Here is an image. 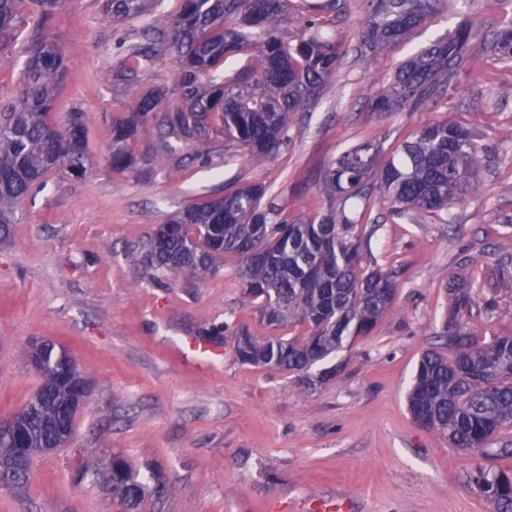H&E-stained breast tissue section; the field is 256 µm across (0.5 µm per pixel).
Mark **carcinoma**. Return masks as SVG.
I'll use <instances>...</instances> for the list:
<instances>
[{
    "instance_id": "carcinoma-1",
    "label": "carcinoma",
    "mask_w": 512,
    "mask_h": 512,
    "mask_svg": "<svg viewBox=\"0 0 512 512\" xmlns=\"http://www.w3.org/2000/svg\"><path fill=\"white\" fill-rule=\"evenodd\" d=\"M446 0H376L363 31V46L385 50L404 42ZM65 0H0V63L25 38L26 58L16 102L0 110V241L9 236L16 206L31 189L58 169L79 178L96 165L86 141L83 112L73 110L58 123L57 95L68 75L62 48L43 34ZM154 0H103L113 22L147 16ZM336 10L327 0L306 15L291 0H178L162 28H143L129 48L130 64L116 68L119 83L163 55L176 67L172 88L150 89L135 99L129 115L112 123L107 167L123 172L136 163L131 144L152 130L175 135L200 148L218 136L249 157L262 160L288 142L293 113L339 65L340 53L325 30L323 14ZM297 25L288 35V25ZM252 46L260 67L244 69L226 82L225 64ZM490 53L512 66V27L492 40H477L473 24L462 20L448 36L413 52L391 82L368 96L374 112L425 105L442 93L454 72L470 57ZM371 141H362L328 165L323 194L339 201L318 221L290 224L264 202L268 188L249 184L222 196L186 205L149 234L143 262L160 273L189 281L218 271V261L234 256L232 286L258 301L262 320L276 329L305 328L288 338L257 339L233 333L237 359L251 366L296 372L314 388L336 377L337 367L312 372L347 340L370 335L392 307L395 274L364 265L363 237L347 216L349 204L367 205L371 195L392 203L398 214L439 213L473 187L482 154L472 133L446 119L425 126L385 161ZM448 320L441 349L422 353L408 393V407L419 424L454 448L474 452L506 426L512 427V336L478 337L468 328L479 306L475 282L462 274L448 278ZM76 369L68 352L43 343L38 373L43 379L19 411V428L31 449L23 468L14 470L11 438L0 432V489L28 482L42 448H60L56 429L64 423L75 435L77 415L65 377ZM112 494L126 512H136L145 494L138 474L112 456ZM468 485L479 498L512 512V470L474 468Z\"/></svg>"
}]
</instances>
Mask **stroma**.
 <instances>
[{
  "instance_id": "1",
  "label": "stroma",
  "mask_w": 512,
  "mask_h": 512,
  "mask_svg": "<svg viewBox=\"0 0 512 512\" xmlns=\"http://www.w3.org/2000/svg\"><path fill=\"white\" fill-rule=\"evenodd\" d=\"M368 0H344L329 28L341 48L335 75L290 120L288 143L261 161L219 140L198 148L142 134L141 161L108 168L111 125L140 93L172 85L169 57L117 85L112 68L140 40L141 23L105 18L101 0H66L49 34L68 57L57 116L84 113L96 164L84 177L50 175L19 205L0 244V418L40 385L25 352L32 340L63 346L90 384L75 439L36 457L23 487L0 491V512H123L100 484L71 473H106L111 454L161 479L162 499L139 512H496L470 491L474 466H507L512 428L480 451L452 448L411 417L406 396L419 358L438 343L449 276L475 279L495 312L476 309L481 336L512 335V68L487 55L465 64L443 95L398 112H372L369 94L412 52L471 18L479 34L512 25V0H448L399 47L369 54L362 31ZM456 119L485 156L475 187L449 211L396 215L376 202L362 229L368 264L397 271L396 303L371 335L334 353L342 370L309 389L295 374L241 364L232 344L211 364L185 360L179 345L228 323L262 338L273 330L253 299L233 288L234 258L215 275L187 282L142 261L152 225L192 200L262 183L288 222L319 220L329 202L321 173L353 145L374 140L392 155L421 128Z\"/></svg>"
}]
</instances>
